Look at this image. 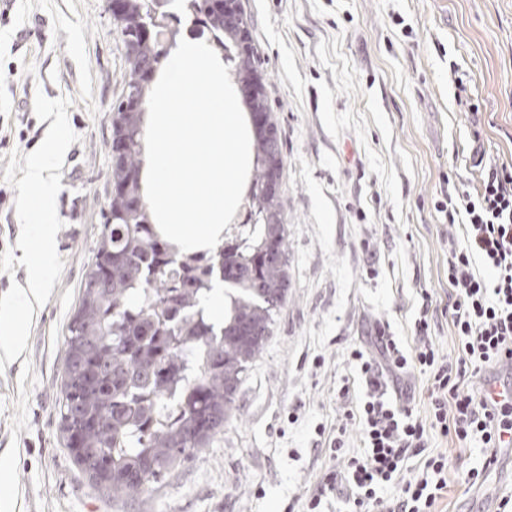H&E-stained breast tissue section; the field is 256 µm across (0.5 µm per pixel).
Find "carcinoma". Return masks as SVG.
<instances>
[{
  "mask_svg": "<svg viewBox=\"0 0 512 512\" xmlns=\"http://www.w3.org/2000/svg\"><path fill=\"white\" fill-rule=\"evenodd\" d=\"M231 61L237 83L259 73L252 47L212 0H188ZM154 0H128L118 25L124 46L137 47L126 92L112 101L111 142L123 152L108 174L103 230L67 331L59 426L74 464L114 497L139 498L181 461L210 447L236 411L246 373L273 333L286 303L287 228L280 193L247 210L251 234L234 236L212 254L178 255L154 232L139 194L142 115L177 31ZM153 29L150 38L142 35ZM278 129L254 131L252 191L270 179ZM230 299L224 325L203 314L214 278Z\"/></svg>",
  "mask_w": 512,
  "mask_h": 512,
  "instance_id": "cac0c4a2",
  "label": "carcinoma"
}]
</instances>
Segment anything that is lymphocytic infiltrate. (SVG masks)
Instances as JSON below:
<instances>
[{
    "instance_id": "obj_1",
    "label": "lymphocytic infiltrate",
    "mask_w": 512,
    "mask_h": 512,
    "mask_svg": "<svg viewBox=\"0 0 512 512\" xmlns=\"http://www.w3.org/2000/svg\"><path fill=\"white\" fill-rule=\"evenodd\" d=\"M446 222L460 223V235L448 241V286L454 298L448 313L458 339L454 359L441 357L429 334L431 293H422L414 322L416 345L404 352L396 341L378 334L374 348L353 346L348 362L355 379H344L338 391L344 416L357 423L361 449L345 455V428L328 439L331 468L305 498L302 512H325L327 495L345 486L346 512H434L448 486V458L426 452L428 434H455L482 445L481 467L469 469V486L482 484L498 462L501 437L512 432V407L488 404L482 392L464 389L466 380L496 365L512 363V166L485 163L475 193L439 201ZM419 370L428 377V420L413 415L403 399H388L394 376ZM366 387L363 399L349 406L355 381ZM420 458L418 469L407 466Z\"/></svg>"
}]
</instances>
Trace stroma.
I'll return each mask as SVG.
<instances>
[{
  "label": "stroma",
  "mask_w": 512,
  "mask_h": 512,
  "mask_svg": "<svg viewBox=\"0 0 512 512\" xmlns=\"http://www.w3.org/2000/svg\"><path fill=\"white\" fill-rule=\"evenodd\" d=\"M283 151L291 286L251 365L237 411L211 447L136 500L99 491L59 430L65 336L103 229L111 167L108 105L128 71L105 0H8L0 21V254L22 257L12 153L48 122L36 93L65 98L79 140L61 169L56 247L64 263L33 318L28 347L0 372V512H284L330 466L317 425L357 424L336 399L354 343L385 331L414 345L421 291L437 301L431 336L454 355L446 306L448 239L434 204L474 192L485 161L512 162V0H240ZM296 423H289V414ZM448 457L437 512H459L479 449L430 432Z\"/></svg>",
  "instance_id": "35a3bbf8"
}]
</instances>
